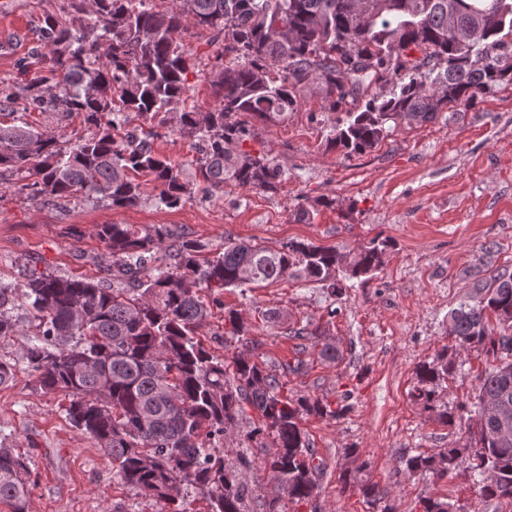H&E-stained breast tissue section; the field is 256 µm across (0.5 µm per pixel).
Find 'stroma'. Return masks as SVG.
Instances as JSON below:
<instances>
[{"instance_id": "35a3bbf8", "label": "stroma", "mask_w": 512, "mask_h": 512, "mask_svg": "<svg viewBox=\"0 0 512 512\" xmlns=\"http://www.w3.org/2000/svg\"><path fill=\"white\" fill-rule=\"evenodd\" d=\"M67 12L68 0H0V78L14 76L23 63L36 67L43 15ZM185 42L196 60L188 101L205 112L215 105L207 76L224 46L201 30ZM337 119L313 90L284 123L248 143V150L265 152L287 169V183L274 194L228 185L213 196L195 192L172 209L149 197L115 210L80 196L56 206L36 204L2 185L0 281L19 282L25 266L103 276L110 260L96 227L112 221L175 224L214 250L228 235L270 247L296 239L345 254L373 238L386 239L381 268L341 296L293 276L227 288L224 309H213L198 336L224 359L242 352L259 358L290 399L333 402L349 393L342 416L301 421L321 471L316 498L295 512H376L357 487L339 480L348 448L367 462L365 478L384 490L396 512H420L426 496L448 499L460 512H512V502L496 506L484 498L468 463L441 480L405 472L407 455L466 441L476 425L471 407L485 351L456 353L458 369L440 395L449 412L463 414L452 426L437 423L415 401V370L453 346L452 309L472 302L477 288L497 274H512V86L479 95L469 108L445 109L434 122L399 127L372 152L349 159L327 145ZM320 196L333 199V206L319 208L311 223H294L293 210ZM228 307L246 320V342L225 334ZM270 309L280 313L279 321L265 319ZM295 325L325 330L340 359L325 361L313 340L289 336ZM296 363L301 371H293ZM67 403V396L45 392L23 368L10 386L0 387V444L26 461L35 482L28 512H162L163 502L123 485L102 451L71 426ZM259 420L254 408H246L224 439L228 465H238L243 455L252 462L246 472L250 512H258L267 494L264 451L245 445Z\"/></svg>"}]
</instances>
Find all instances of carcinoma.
Returning a JSON list of instances; mask_svg holds the SVG:
<instances>
[{
  "mask_svg": "<svg viewBox=\"0 0 512 512\" xmlns=\"http://www.w3.org/2000/svg\"><path fill=\"white\" fill-rule=\"evenodd\" d=\"M86 2L69 0L64 18L44 14L40 71L0 84V111L21 99L31 110L81 114L87 126L65 145L22 112L0 125V179L25 175L19 190L43 205L82 193L114 209L136 207L144 198L139 175L167 208L191 198L195 186L275 193L288 170L245 145L259 137L257 126L284 120L314 87L325 109L344 114L330 148L352 157L373 151L402 123L433 122L449 105L512 85V0H175L163 9L155 0H93L92 23ZM451 19L471 44L455 41ZM197 28L230 56L212 67L216 105L207 112L186 105L194 61L184 37ZM133 114L194 141L195 183L129 128ZM97 235L111 257L104 278L29 270L21 284L0 283V337L22 334L23 318L35 328L20 360L0 358V387L23 363L41 389L70 396L72 426L103 451L124 485L162 500L168 512H184L170 495L175 484L199 489L208 512H246L248 488L222 447L248 405L261 421L245 438L268 449L265 469L288 486V498L270 499L265 512L315 497L319 467L300 420L336 418L347 406L281 396L261 362L242 354L225 362L196 329L217 307L230 335L247 334L241 313L219 298L226 288L296 274L334 296L343 288L338 273L360 278L381 267L384 243L361 246L344 268L336 248L294 239L270 248L228 236L213 252L168 224L111 222L98 225ZM449 331L455 346L492 357L474 403L486 420L464 442L410 456L405 471L441 480L468 458L486 499L512 501V436L494 437L493 413L512 410V274L493 277L474 304L452 310ZM454 371L446 347L415 371V401L445 426L455 416L438 404L439 389ZM366 468L340 478L375 507L385 493L357 477ZM30 492L29 467L0 444V502L27 512ZM421 504L422 512H459L438 497Z\"/></svg>",
  "mask_w": 512,
  "mask_h": 512,
  "instance_id": "carcinoma-1",
  "label": "carcinoma"
}]
</instances>
